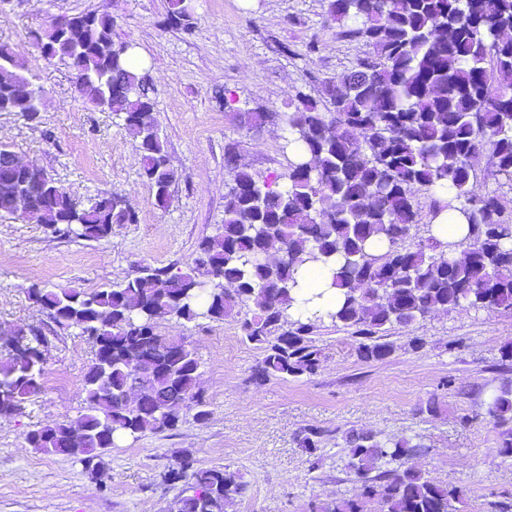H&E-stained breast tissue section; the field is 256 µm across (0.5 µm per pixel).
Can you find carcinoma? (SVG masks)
I'll list each match as a JSON object with an SVG mask.
<instances>
[{
    "label": "carcinoma",
    "mask_w": 512,
    "mask_h": 512,
    "mask_svg": "<svg viewBox=\"0 0 512 512\" xmlns=\"http://www.w3.org/2000/svg\"><path fill=\"white\" fill-rule=\"evenodd\" d=\"M327 15L344 38L371 52L323 80L321 100L300 91L286 112L220 96L224 111L247 126L284 125L294 155L286 172L264 175L227 149L224 223L185 267L142 265L92 291L29 288L33 307L62 329H79L94 348L83 378L85 413L29 431L35 450L72 457L96 480L116 437L175 431L190 406L197 421L208 420L198 359L184 340L159 333L166 320L240 315L243 339L262 352L250 376L260 385L315 374V336L327 322L361 339V359L379 361L393 352L383 337L395 325L458 308L512 311V221L500 195L480 189L488 175L512 183V0H328ZM166 21L192 34L195 0H166ZM114 24L108 14L85 13L41 29L36 40L45 58L68 65L80 94L122 118L141 156L140 175L166 209L177 172L167 165L149 76L134 67L133 44L112 39ZM43 95L19 50L0 42V112L35 122ZM12 155L0 143V213L7 215L24 181L4 166ZM421 192L433 219L460 205L468 228L460 243L439 240L421 223ZM24 218L55 238L85 241L137 222L121 194L81 204L44 172ZM312 264L334 266L343 301L324 315L295 316L298 277ZM11 336L0 357V417L21 413L44 378L40 329L18 325ZM486 411L500 429L498 454L512 458V389L490 393ZM325 436L318 426L298 435L313 469ZM344 441L357 492L316 498L307 512H456L464 490L407 463L422 444L355 431ZM163 481L183 483L179 512H227L247 491L241 476L195 469L188 455Z\"/></svg>",
    "instance_id": "1"
}]
</instances>
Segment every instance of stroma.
<instances>
[{"label": "stroma", "instance_id": "obj_1", "mask_svg": "<svg viewBox=\"0 0 512 512\" xmlns=\"http://www.w3.org/2000/svg\"><path fill=\"white\" fill-rule=\"evenodd\" d=\"M165 4L9 0L0 7V41L18 47L45 89L39 121L0 112V143L77 200L117 192L138 216L137 223L113 225L111 238L87 242L0 215V333L32 324L45 337L41 390L21 414L0 418V512H171L180 489L162 475L186 453L196 467H226L244 477L248 491L231 512H306L312 497L356 493L344 470V435L351 430L422 435L427 450L412 463L466 489L460 512L511 505L512 460L497 455L498 430L483 400L488 390L512 385V367L500 364L503 347L512 344V313L458 309L434 314L421 327H392V354L370 362L359 357L357 338L328 324L316 337L315 375L260 386L249 377L262 354L242 338L236 316L166 321L160 333L184 338L199 360L207 421L187 409L175 431L117 439L99 483L73 458L29 446L28 431L83 414V376L94 349L78 330L58 328L33 307L28 288L89 291L143 264L190 262L199 239L224 219L227 146L260 173L284 171L292 156L281 126L246 129L219 108L218 94L227 90L251 107L283 112L297 92L321 98L325 78L349 71L369 51L340 37L327 0H197L190 35L163 28ZM94 11L116 19L114 41L133 43L151 77L154 118L178 175L168 208L156 206L141 178V158L122 121L82 97L67 65L47 60L30 36L51 18ZM312 40L320 51L310 56L305 46ZM413 336L425 338L423 349L409 348ZM432 397L436 415L419 414ZM308 426L328 431L315 467L296 439Z\"/></svg>", "mask_w": 512, "mask_h": 512}]
</instances>
